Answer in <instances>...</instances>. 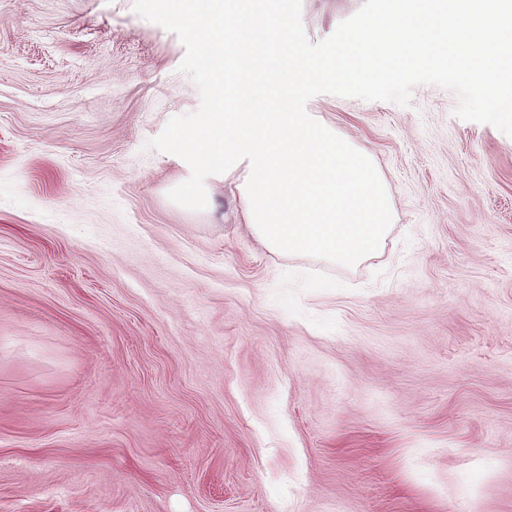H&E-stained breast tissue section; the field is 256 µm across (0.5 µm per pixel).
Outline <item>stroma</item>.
Segmentation results:
<instances>
[{
    "label": "stroma",
    "instance_id": "1",
    "mask_svg": "<svg viewBox=\"0 0 512 512\" xmlns=\"http://www.w3.org/2000/svg\"><path fill=\"white\" fill-rule=\"evenodd\" d=\"M364 0H301L310 42ZM134 0H0V512H512V137L455 94L307 110L385 181L353 266L148 148L200 106Z\"/></svg>",
    "mask_w": 512,
    "mask_h": 512
}]
</instances>
